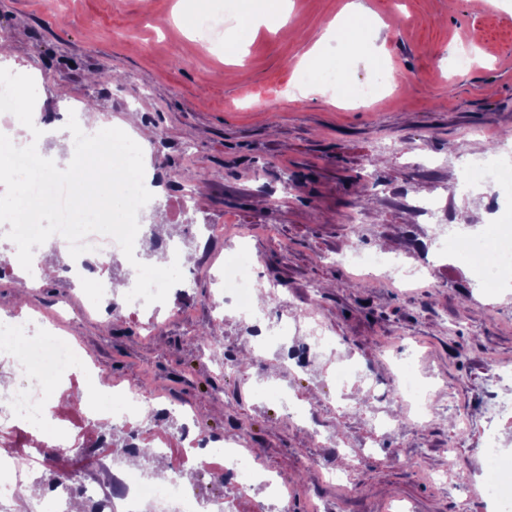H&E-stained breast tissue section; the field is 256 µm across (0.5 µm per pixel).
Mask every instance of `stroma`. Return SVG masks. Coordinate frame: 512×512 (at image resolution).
<instances>
[{
	"label": "stroma",
	"mask_w": 512,
	"mask_h": 512,
	"mask_svg": "<svg viewBox=\"0 0 512 512\" xmlns=\"http://www.w3.org/2000/svg\"><path fill=\"white\" fill-rule=\"evenodd\" d=\"M348 2L290 0L294 39L284 28L243 30L235 12L205 40L176 23L197 0H0L5 52L48 77L41 154L67 134L64 102H76L85 123L118 128L127 99L147 91L156 137L145 170L197 192L189 216L175 193L156 196L140 234L180 225V243L198 256L187 269L195 288L170 293L151 332L141 313L88 312L95 282L74 287L58 274L32 287L21 269L0 277V314L68 297L65 330L99 372L171 395L204 417L209 434L246 428L251 465L274 472L291 512H497L484 492V444L497 434L512 458V414L496 411L512 388V281L484 291L445 243L452 232L495 227L494 189L460 182L464 158L512 149V0L481 17L471 0H361L375 48L366 60L346 57L345 69L355 83L377 69L389 81L372 99L337 106L294 98L306 53ZM228 34L242 45L234 62L224 58ZM104 72L111 85L100 82ZM435 196L443 210L425 220L415 204ZM202 221L223 225V240L199 239ZM386 243L421 269V284L404 288L335 261ZM241 246L253 280L278 286L255 326L214 281ZM312 322L331 349L305 351ZM269 325L278 338L258 347L256 331ZM226 353L236 366L225 367ZM406 375L430 389L424 418L399 398ZM377 413L395 415L399 429L377 435ZM344 469L352 487L329 482ZM183 493L200 507L233 496L238 512L260 507L259 495L204 471Z\"/></svg>",
	"instance_id": "35a3bbf8"
}]
</instances>
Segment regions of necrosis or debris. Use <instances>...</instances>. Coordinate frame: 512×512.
<instances>
[{
	"instance_id": "obj_1",
	"label": "necrosis or debris",
	"mask_w": 512,
	"mask_h": 512,
	"mask_svg": "<svg viewBox=\"0 0 512 512\" xmlns=\"http://www.w3.org/2000/svg\"><path fill=\"white\" fill-rule=\"evenodd\" d=\"M27 84L31 91L30 109L39 106L38 89L42 77L32 73H18L8 57L0 58V112L10 113L18 108V84ZM496 238L469 237L452 234L448 243L464 249L475 261L485 287L497 285L502 275L512 270V208L499 210ZM97 265H89L88 258L71 260L65 268L69 282L84 280L95 275L99 287H106L110 280L109 261L121 255L122 250L111 237L93 233L86 237ZM91 255V256H92ZM65 320L61 309L30 308L0 315V341L8 344L22 343L23 356L12 357L16 373L22 376L20 386L0 391V447L7 449V456H0V472L11 474L14 481L0 488V512H12V504L23 497L27 486L37 475L49 471L60 449L51 448L45 439L47 430H61L66 418L58 414L47 418L50 397L45 391L47 372L57 378L73 379L74 375L87 374L96 368L94 360L86 358L77 341L64 336ZM104 397L113 423L125 434L124 446L112 449L113 459H120L127 450L150 445L153 455L166 458L177 454L192 457L199 468L209 469L211 477L221 483L235 482L249 490L263 491L271 512H288V497L275 479L252 471L243 452L245 436H238L233 447L218 446L215 436L206 434L197 421L186 420L175 430L159 428L146 423L139 398L121 383H112ZM25 435L26 446L22 451H10L16 435ZM80 491L83 499L94 512H184L179 476H172L163 484L150 479H130L122 472L113 473L105 483L88 481L79 488L61 482L53 489L50 500L38 501L33 512H69L72 491Z\"/></svg>"
}]
</instances>
